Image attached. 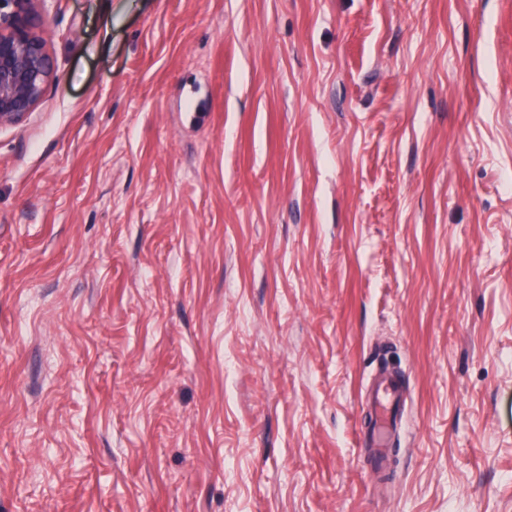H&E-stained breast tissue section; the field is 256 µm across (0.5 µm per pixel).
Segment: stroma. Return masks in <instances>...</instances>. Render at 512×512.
<instances>
[{"label": "stroma", "instance_id": "1", "mask_svg": "<svg viewBox=\"0 0 512 512\" xmlns=\"http://www.w3.org/2000/svg\"><path fill=\"white\" fill-rule=\"evenodd\" d=\"M45 28L0 126V512H512V0ZM367 401L378 417L380 429L378 432L370 431L367 434V443L372 448V461L375 467H385L386 454L390 448L389 441L383 425L391 419L395 428L402 402L401 385L391 374L383 372L375 384L370 388Z\"/></svg>", "mask_w": 512, "mask_h": 512}]
</instances>
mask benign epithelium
<instances>
[{"label": "benign epithelium", "instance_id": "7a95c632", "mask_svg": "<svg viewBox=\"0 0 512 512\" xmlns=\"http://www.w3.org/2000/svg\"><path fill=\"white\" fill-rule=\"evenodd\" d=\"M0 0V125L17 124L39 104L52 80L48 39L34 3Z\"/></svg>", "mask_w": 512, "mask_h": 512}]
</instances>
